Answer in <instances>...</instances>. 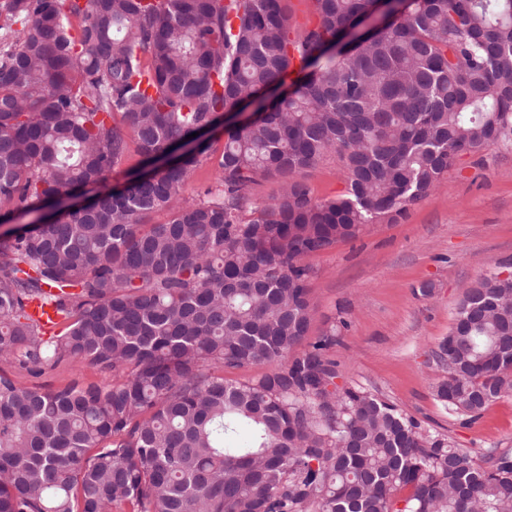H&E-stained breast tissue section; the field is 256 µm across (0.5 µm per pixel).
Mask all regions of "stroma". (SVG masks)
Returning <instances> with one entry per match:
<instances>
[{
  "mask_svg": "<svg viewBox=\"0 0 512 512\" xmlns=\"http://www.w3.org/2000/svg\"><path fill=\"white\" fill-rule=\"evenodd\" d=\"M304 180L317 200L346 189L333 154ZM305 262L314 270L311 336L337 316L349 323L330 352L339 383L372 392L459 447L512 449V397L466 425L433 391L441 373L434 352L466 289L488 268L512 271V142L459 156L438 187L409 205L398 222L371 225L358 240L337 243ZM424 284L433 286L432 295L421 294ZM0 369L26 387L112 381L111 373L89 366L63 364L38 375L9 362Z\"/></svg>",
  "mask_w": 512,
  "mask_h": 512,
  "instance_id": "obj_1",
  "label": "stroma"
}]
</instances>
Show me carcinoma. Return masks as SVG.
<instances>
[{
    "instance_id": "1",
    "label": "carcinoma",
    "mask_w": 512,
    "mask_h": 512,
    "mask_svg": "<svg viewBox=\"0 0 512 512\" xmlns=\"http://www.w3.org/2000/svg\"><path fill=\"white\" fill-rule=\"evenodd\" d=\"M313 6L293 37L285 0H0V224L39 214L0 236V357L112 373L42 390L0 370V512H512V451L336 383L349 323L308 339L304 263L512 140V0H415L338 54L374 0ZM253 104L184 199L209 149L186 136ZM132 145L144 171L56 208ZM328 153L346 190L315 200L304 174ZM270 176L278 195L245 216ZM436 356L435 396L465 422L512 396V272L466 290ZM215 182V171L212 161L205 155L199 158V162L191 172L187 181L183 196L186 199H197L204 190Z\"/></svg>"
}]
</instances>
